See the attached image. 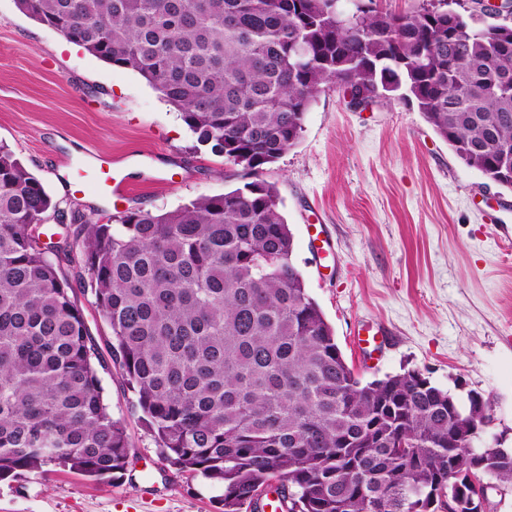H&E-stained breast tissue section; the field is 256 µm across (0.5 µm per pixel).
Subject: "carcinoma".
Returning <instances> with one entry per match:
<instances>
[{
	"label": "carcinoma",
	"mask_w": 512,
	"mask_h": 512,
	"mask_svg": "<svg viewBox=\"0 0 512 512\" xmlns=\"http://www.w3.org/2000/svg\"><path fill=\"white\" fill-rule=\"evenodd\" d=\"M335 0H16L175 107L256 179L164 213L66 218L0 143V480L52 464L120 478L132 448L99 370L136 396L161 456L222 484L224 512H430L459 469L512 484V451L459 429L449 391L405 370L362 382L293 262L275 184L319 94L416 104L466 165L512 188V25ZM58 223L45 227L48 212ZM79 269V288L60 274ZM110 334L95 338L77 293Z\"/></svg>",
	"instance_id": "cac0c4a2"
}]
</instances>
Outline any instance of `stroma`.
Instances as JSON below:
<instances>
[{
    "label": "stroma",
    "mask_w": 512,
    "mask_h": 512,
    "mask_svg": "<svg viewBox=\"0 0 512 512\" xmlns=\"http://www.w3.org/2000/svg\"><path fill=\"white\" fill-rule=\"evenodd\" d=\"M0 142L61 210L175 209L248 182L243 167L197 146L178 111L135 71L108 64L0 0ZM116 164L117 199L69 168ZM294 234V264L362 381L416 369L460 404L478 393L489 428L512 448V190L460 160L416 106L382 99L348 108L321 93L304 132L263 173ZM497 213L501 229L486 222ZM320 225L325 247L309 243ZM384 330L379 351L353 343L359 325ZM132 444L125 474L100 483L59 466L0 481V512H221V485L159 455L116 371L101 372Z\"/></svg>",
    "instance_id": "stroma-1"
}]
</instances>
